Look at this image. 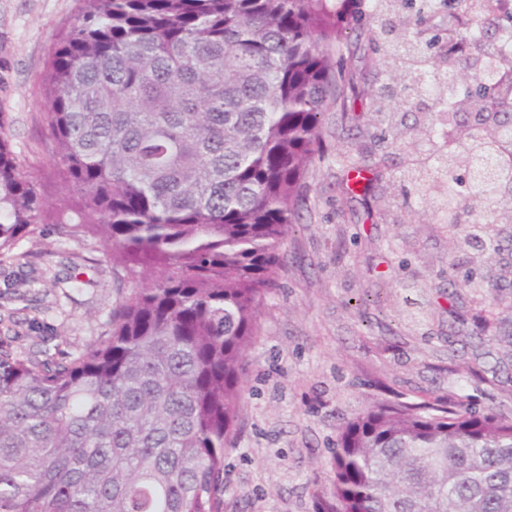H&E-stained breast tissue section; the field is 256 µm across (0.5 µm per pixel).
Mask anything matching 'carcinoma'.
Wrapping results in <instances>:
<instances>
[{
    "instance_id": "cac0c4a2",
    "label": "carcinoma",
    "mask_w": 512,
    "mask_h": 512,
    "mask_svg": "<svg viewBox=\"0 0 512 512\" xmlns=\"http://www.w3.org/2000/svg\"><path fill=\"white\" fill-rule=\"evenodd\" d=\"M81 2L46 78L52 206L0 130V257L54 224L135 287L66 358L0 340V512H223L247 356L321 116L347 117L332 58L357 0ZM501 2L447 0L436 62L419 29L433 0L364 13L391 63L367 120L414 156L403 180L426 187L452 247L477 254L512 224ZM328 465L314 512H512V418L492 409L372 404Z\"/></svg>"
}]
</instances>
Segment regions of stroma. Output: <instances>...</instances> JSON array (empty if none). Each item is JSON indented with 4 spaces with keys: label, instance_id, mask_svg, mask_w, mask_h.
Wrapping results in <instances>:
<instances>
[{
    "label": "stroma",
    "instance_id": "1",
    "mask_svg": "<svg viewBox=\"0 0 512 512\" xmlns=\"http://www.w3.org/2000/svg\"><path fill=\"white\" fill-rule=\"evenodd\" d=\"M78 0H0V130L37 181L57 197L48 156L43 78ZM344 77L372 83L388 64L358 26L346 32ZM324 153L306 175L298 224L282 247L248 358L241 431L224 456V512H312L327 483L340 428L394 395L441 399L512 413V253L475 264L450 253L424 189L403 186L408 157L373 126L337 129L321 118ZM362 178L343 190L337 155ZM475 287L449 293V282ZM112 260L42 228L0 260V334L18 348L43 342L61 357L109 329L130 291Z\"/></svg>",
    "mask_w": 512,
    "mask_h": 512
}]
</instances>
